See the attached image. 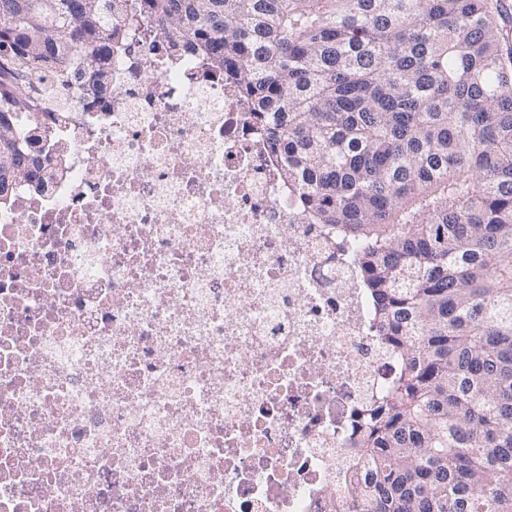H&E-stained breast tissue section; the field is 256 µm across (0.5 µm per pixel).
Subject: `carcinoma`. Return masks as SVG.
<instances>
[{"mask_svg": "<svg viewBox=\"0 0 512 512\" xmlns=\"http://www.w3.org/2000/svg\"><path fill=\"white\" fill-rule=\"evenodd\" d=\"M502 0H0V200L23 115L111 93L147 14L267 123L293 203L357 246L400 361L356 512H512V40ZM70 91L67 99L59 94Z\"/></svg>", "mask_w": 512, "mask_h": 512, "instance_id": "1", "label": "carcinoma"}]
</instances>
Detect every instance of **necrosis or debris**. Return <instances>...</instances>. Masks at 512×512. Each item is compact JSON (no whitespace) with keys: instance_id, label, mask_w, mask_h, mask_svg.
Here are the masks:
<instances>
[{"instance_id":"1","label":"necrosis or debris","mask_w":512,"mask_h":512,"mask_svg":"<svg viewBox=\"0 0 512 512\" xmlns=\"http://www.w3.org/2000/svg\"><path fill=\"white\" fill-rule=\"evenodd\" d=\"M0 203V512H353L397 361L210 58L142 17Z\"/></svg>"}]
</instances>
